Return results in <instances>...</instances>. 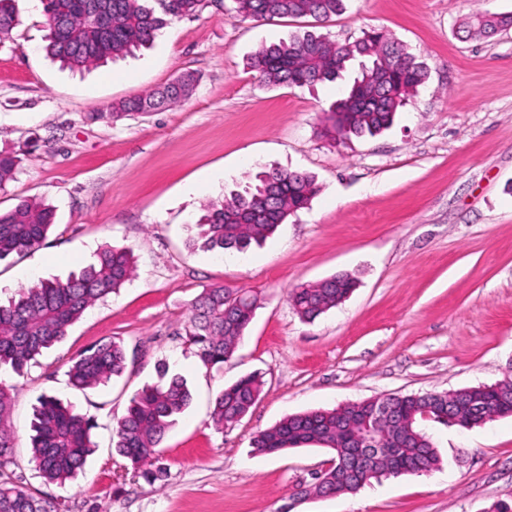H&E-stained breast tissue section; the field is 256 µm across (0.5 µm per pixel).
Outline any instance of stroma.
<instances>
[{
  "label": "stroma",
  "mask_w": 512,
  "mask_h": 512,
  "mask_svg": "<svg viewBox=\"0 0 512 512\" xmlns=\"http://www.w3.org/2000/svg\"><path fill=\"white\" fill-rule=\"evenodd\" d=\"M232 0H205L170 18L150 47L83 71L52 60L46 18L14 0L17 24L0 38V151L21 159L0 210L23 200L55 209L36 251L0 260V301L37 279H64L107 243L130 248L136 272L95 303L14 388L16 446L0 483L29 488L57 512H484L512 504V416L468 431L425 427L442 463L423 475L372 481L354 494L294 501L299 482L330 463L317 446L261 455L254 436L284 417L387 394L446 392L512 370V30L464 38L473 10L512 13V0H345L328 22L233 17ZM314 29L339 43L378 29L428 71L425 83L374 137L331 144L321 117L358 64L315 89L268 87L247 67L261 45ZM191 73L180 105L115 123L103 106ZM313 174L309 209L246 255L204 250L196 223L259 166ZM348 273L353 293L314 322L289 303L298 285ZM224 286L260 299L234 357L201 367L185 341L192 300ZM130 362L122 377L74 389L72 358L111 339ZM183 375L189 408L163 443L168 476L150 485L112 448V425L156 383ZM263 373L261 399L233 428L210 417L218 392ZM76 405L97 427L82 473L49 483L30 461L40 395Z\"/></svg>",
  "instance_id": "1"
}]
</instances>
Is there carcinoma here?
Wrapping results in <instances>:
<instances>
[{"mask_svg":"<svg viewBox=\"0 0 512 512\" xmlns=\"http://www.w3.org/2000/svg\"><path fill=\"white\" fill-rule=\"evenodd\" d=\"M43 0L52 56L73 69L99 66L149 45L166 17L191 15L203 0ZM234 12L243 18L268 22L281 18H311L326 22L344 9V0H234ZM16 25L11 0H0V36ZM512 27V15L473 12L464 23L470 36L489 37ZM358 57L361 73L350 89L324 113V136L332 143L353 137L375 136L390 128L427 78L425 67L400 43L381 31L369 30L348 43H336L322 33L307 31L288 41L261 46L247 66L268 85L313 88L335 81L346 63ZM196 78L191 73L161 89L148 92L91 114L95 120L117 122L137 113L167 107L188 96ZM20 159L0 153V190L19 169ZM318 192L312 175L279 168L257 172L253 182L230 191L224 200L211 203L197 223L203 246L217 252L243 253L262 244L289 216L309 207ZM54 211L41 202L23 200L0 212V260L13 253L39 248L54 223ZM135 275L127 248L105 245L95 262L67 279H46L22 287L8 303L0 304V365L18 373L37 361L43 351L61 341L84 312L97 301L117 292ZM347 273L293 289L289 301L299 317L313 322L346 300L356 288ZM258 298L247 292H231L222 286L205 288L193 300L185 326L186 340L200 364L211 370L230 360L252 322ZM128 352L121 340L90 347L72 359L69 383L85 390L108 384L123 375ZM159 384L148 385L131 399L124 414L115 418L112 448L148 483L160 480L161 445L192 402L187 381L169 374ZM502 380L472 387L450 404L444 397L403 395L395 400L377 398L392 406L396 424L371 436L381 452L357 466L347 464L352 448L346 423L366 413L372 400L344 408L318 409L289 415L259 432L254 451L272 454L290 448L318 446L330 451L334 466L326 487L312 489L330 496L354 494L382 476L424 474L436 469L440 457L431 438L421 428L423 410L430 418L461 429L484 425L512 415V397L500 395ZM265 381L251 373L225 387L212 402L211 418L222 429L239 422L260 398ZM12 387L0 381V459L11 454L14 432L9 424ZM94 423L73 406L42 395L30 422L31 463L49 483H62L82 470L95 449ZM0 512H55L53 503L20 485L0 484Z\"/></svg>","mask_w":512,"mask_h":512,"instance_id":"cac0c4a2","label":"carcinoma"}]
</instances>
